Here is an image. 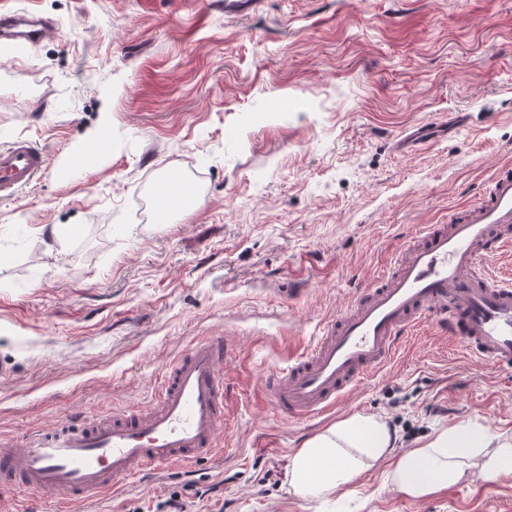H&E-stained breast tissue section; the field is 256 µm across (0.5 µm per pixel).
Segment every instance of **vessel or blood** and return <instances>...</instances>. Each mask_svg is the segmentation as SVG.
Listing matches in <instances>:
<instances>
[{
	"instance_id": "obj_1",
	"label": "vessel or blood",
	"mask_w": 512,
	"mask_h": 512,
	"mask_svg": "<svg viewBox=\"0 0 512 512\" xmlns=\"http://www.w3.org/2000/svg\"><path fill=\"white\" fill-rule=\"evenodd\" d=\"M57 34L53 23L31 12L0 9V40L24 46ZM45 168V154L28 141L1 146L0 198L15 196ZM193 194L189 181L172 174L153 191L155 210L165 212L171 197ZM511 248L508 166L447 223L421 226L393 268L359 289L309 351L272 372L265 381L271 401L293 418L335 407L432 315L472 356L512 369V281L494 269L498 256ZM230 358L223 337H204L167 368L148 410L67 421L21 438L1 436L0 512H34L48 494L57 495L58 512H71L170 462L213 461L218 434L227 427L224 366Z\"/></svg>"
}]
</instances>
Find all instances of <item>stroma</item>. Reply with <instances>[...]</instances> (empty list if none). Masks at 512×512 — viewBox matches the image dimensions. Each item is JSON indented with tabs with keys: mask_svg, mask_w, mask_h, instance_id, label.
I'll return each instance as SVG.
<instances>
[{
	"mask_svg": "<svg viewBox=\"0 0 512 512\" xmlns=\"http://www.w3.org/2000/svg\"><path fill=\"white\" fill-rule=\"evenodd\" d=\"M59 38L0 42V145L30 141L43 175L0 199V435L148 406L165 367L223 335V457L128 481L98 512H133L187 481L224 512H512V474L413 498L376 464L348 488L288 490L297 448L372 414L399 452L452 425L512 436V370L428 319L331 411L281 416L287 368L424 224L512 164V0H0ZM416 129L431 140L399 150ZM97 152L74 168L75 154ZM180 172L202 195L157 218ZM194 194L193 185L179 174L173 173L165 181L158 184L153 191L155 210L158 213H164L172 196L189 199Z\"/></svg>",
	"mask_w": 512,
	"mask_h": 512,
	"instance_id": "1",
	"label": "stroma"
}]
</instances>
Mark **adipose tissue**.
Returning a JSON list of instances; mask_svg holds the SVG:
<instances>
[{
  "instance_id": "ef3b65f1",
  "label": "adipose tissue",
  "mask_w": 512,
  "mask_h": 512,
  "mask_svg": "<svg viewBox=\"0 0 512 512\" xmlns=\"http://www.w3.org/2000/svg\"><path fill=\"white\" fill-rule=\"evenodd\" d=\"M397 435L373 415L340 419L306 440L293 454L288 483L303 497H322L348 486L377 461L394 458L393 479L420 498L455 484L476 468L485 476L512 473V440L453 425L426 444L394 456Z\"/></svg>"
}]
</instances>
